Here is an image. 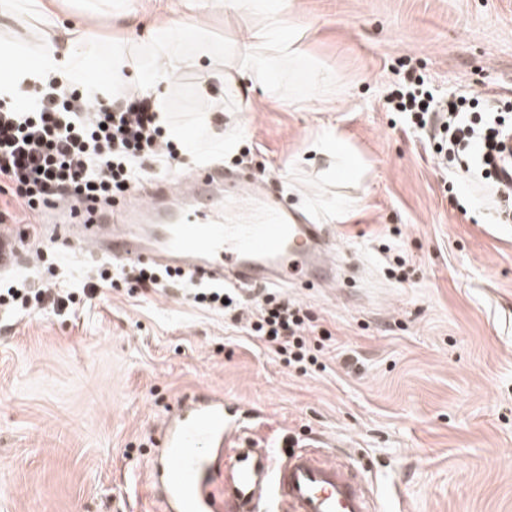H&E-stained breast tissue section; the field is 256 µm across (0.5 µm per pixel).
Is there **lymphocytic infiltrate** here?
I'll list each match as a JSON object with an SVG mask.
<instances>
[{
  "label": "lymphocytic infiltrate",
  "mask_w": 512,
  "mask_h": 512,
  "mask_svg": "<svg viewBox=\"0 0 512 512\" xmlns=\"http://www.w3.org/2000/svg\"><path fill=\"white\" fill-rule=\"evenodd\" d=\"M404 113L422 144L437 142L438 164L453 167L457 156L476 157L482 179L495 187L499 215L512 216V201L498 190L495 159L512 123L500 115L473 116L465 101L441 104L414 72L400 78L388 97ZM160 174L184 167L186 158L160 120L150 94L133 91L103 99L88 97L79 86L45 75L24 95L0 94V223L33 224L57 205L77 210L89 201L103 205L132 195L145 162ZM464 166V174H471ZM102 285L124 282L156 289L175 282L169 270L141 263L111 267L103 263ZM248 335L288 362L317 363L310 337L316 327L300 307L265 296L254 301Z\"/></svg>",
  "instance_id": "lymphocytic-infiltrate-1"
}]
</instances>
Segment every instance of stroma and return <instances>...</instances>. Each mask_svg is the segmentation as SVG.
<instances>
[{
    "label": "stroma",
    "instance_id": "35a3bbf8",
    "mask_svg": "<svg viewBox=\"0 0 512 512\" xmlns=\"http://www.w3.org/2000/svg\"><path fill=\"white\" fill-rule=\"evenodd\" d=\"M93 0H55L89 31L91 76L112 90V48L144 37L178 0H135L88 26ZM301 53L323 69L274 86L225 83L223 63L185 68L165 91L195 163L272 180L293 208L333 225L346 275L267 287L330 334L320 367L291 365L182 283L101 288L98 260L47 233L10 278L95 293L0 322V512H167L146 465L180 398L213 393L256 410L259 447L323 437L380 492L381 512H512V223L446 173L385 103L399 72L474 113L512 114V0H294ZM250 0L210 5L213 37L256 21ZM335 131L358 162L339 179L309 143ZM350 219L337 223L335 207ZM400 256L402 271L389 274Z\"/></svg>",
    "mask_w": 512,
    "mask_h": 512
}]
</instances>
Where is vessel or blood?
<instances>
[{
    "instance_id": "b4317fda",
    "label": "vessel or blood",
    "mask_w": 512,
    "mask_h": 512,
    "mask_svg": "<svg viewBox=\"0 0 512 512\" xmlns=\"http://www.w3.org/2000/svg\"><path fill=\"white\" fill-rule=\"evenodd\" d=\"M85 247L122 262L191 272L197 280L264 288L302 269L328 278L327 229L268 184L239 173L198 168L187 188L171 178L116 203L113 214L92 204L71 218ZM18 242L0 228V268L18 259ZM243 416L219 397L177 403L154 440L151 479L170 512H376L365 483L344 459L299 447L286 456L243 436ZM236 442L224 494L212 490L229 442Z\"/></svg>"
}]
</instances>
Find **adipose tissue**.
<instances>
[{"label":"adipose tissue","mask_w":512,"mask_h":512,"mask_svg":"<svg viewBox=\"0 0 512 512\" xmlns=\"http://www.w3.org/2000/svg\"><path fill=\"white\" fill-rule=\"evenodd\" d=\"M251 6L263 13V23L237 27L229 47L206 36L205 19L201 16L191 27L178 16L154 25L145 45L152 64L139 76V88L157 93L188 64L202 68L219 57L228 61L226 80L236 84L248 81L256 86L269 84L278 62L299 59L301 35L288 18L289 0H252ZM88 51L85 38L56 32L42 44L35 64L27 72L33 77L51 71L66 82L85 83Z\"/></svg>","instance_id":"ef3b65f1"}]
</instances>
